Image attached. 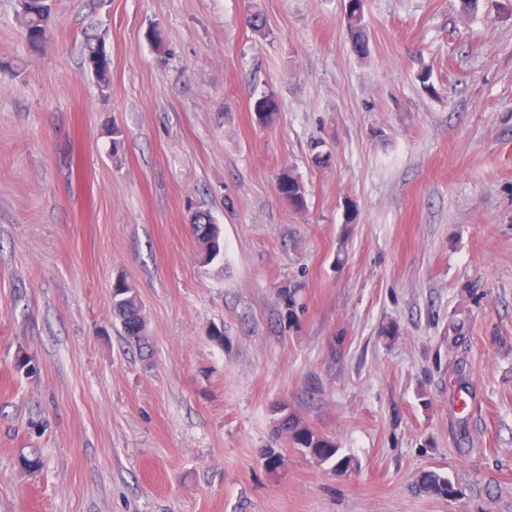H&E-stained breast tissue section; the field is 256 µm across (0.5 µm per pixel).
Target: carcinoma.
Instances as JSON below:
<instances>
[{"label":"carcinoma","instance_id":"1","mask_svg":"<svg viewBox=\"0 0 512 512\" xmlns=\"http://www.w3.org/2000/svg\"><path fill=\"white\" fill-rule=\"evenodd\" d=\"M345 12L346 27L352 47L355 52L362 55L368 48L363 23V4L351 3L345 8ZM50 17V9H40L35 3L22 13V22L31 49L38 50L42 47L44 36L50 29ZM245 23L255 32H266V19L263 13L253 5L249 6L246 12ZM84 50L85 60L94 64V78L101 92L104 93L109 89L111 57L107 55L103 45L94 38L86 40ZM277 111L278 103L273 96L264 94L256 99L255 112L259 121L269 120ZM277 187L279 194L291 208L301 211L306 207L305 189L292 174L282 172ZM197 239L201 246L200 257L206 259V264L209 265L221 257V249L214 248L211 237L199 235ZM112 311L114 317L120 322L127 341L138 345L141 349L144 348L146 345L145 323L141 316V309L133 288L122 281L117 282L112 288ZM276 414L275 432L278 437L290 441L305 455L309 454L324 463H332V468L336 471H348L352 465L351 458L338 455L336 444L307 426L296 413L289 410L288 404H281ZM415 489L420 493L436 497H451L455 493L454 485L448 475L436 470L421 473L415 482Z\"/></svg>","mask_w":512,"mask_h":512}]
</instances>
